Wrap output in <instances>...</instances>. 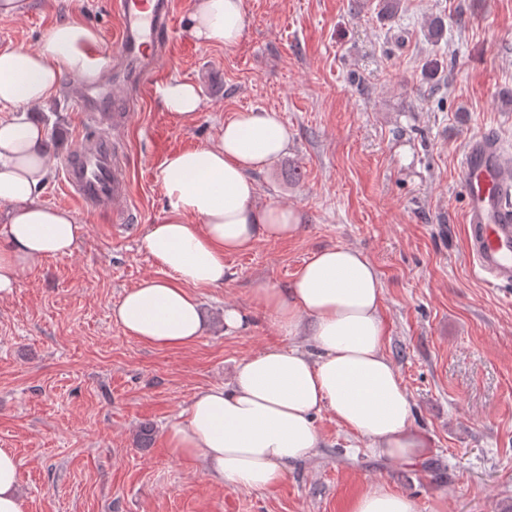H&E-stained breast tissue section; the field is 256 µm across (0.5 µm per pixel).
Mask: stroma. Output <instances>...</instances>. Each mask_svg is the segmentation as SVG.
I'll list each match as a JSON object with an SVG mask.
<instances>
[{"label":"stroma","instance_id":"35a3bbf8","mask_svg":"<svg viewBox=\"0 0 512 512\" xmlns=\"http://www.w3.org/2000/svg\"><path fill=\"white\" fill-rule=\"evenodd\" d=\"M194 0H173L174 34L154 82L130 88L116 131L131 215L83 210L61 160L93 133L73 109L74 78L37 110L53 146L41 196L75 214L72 255L24 269L0 298V448L20 466L28 512H346L375 484L415 499L419 512H512V288L472 270L459 161L468 136L490 131L512 151V0H244L232 47L184 32ZM78 18L112 55L123 25L114 0H31L0 17V48H35ZM196 85L197 117L163 109L158 88ZM271 110L288 149L255 173L260 202L296 209L299 235L259 241L224 259V285L199 288L206 327L183 348L127 336L112 317L126 289L164 272L143 249L166 215L158 171L171 153L211 143L225 120ZM360 250L384 285V345L431 442L408 464L380 455L329 412L315 455L286 480L249 491L212 480L170 455L165 430L193 394L231 379L270 345H296L251 290L283 287L316 251ZM251 323L224 327V309Z\"/></svg>","mask_w":512,"mask_h":512}]
</instances>
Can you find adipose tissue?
<instances>
[{
  "label": "adipose tissue",
  "mask_w": 512,
  "mask_h": 512,
  "mask_svg": "<svg viewBox=\"0 0 512 512\" xmlns=\"http://www.w3.org/2000/svg\"><path fill=\"white\" fill-rule=\"evenodd\" d=\"M244 25L243 0H195L185 33L230 47ZM108 65L95 30L76 20L55 24L35 49L0 50V109L15 110L0 118V298L14 292L25 268L71 254L84 230L71 211L39 200L51 167L48 135L26 112L49 100L63 75L90 84ZM287 146L275 113L250 110L225 121L212 143L164 159L166 215L149 226L142 246L166 275L141 280L113 307L126 335L158 347L196 342L203 317L194 288L223 286L226 256L300 232V213L259 203L253 179ZM383 299L375 266L343 245L315 253L286 287L257 284L253 304L285 335L306 337L309 348L268 347L241 361L227 384L197 391L164 433L171 454L199 462L218 483L267 490L285 481L289 464L314 454L315 417L326 410L382 455L425 457L429 443L384 351ZM19 482L15 454L0 448V512H27ZM348 512L418 506L379 485L355 496Z\"/></svg>",
  "instance_id": "obj_1"
}]
</instances>
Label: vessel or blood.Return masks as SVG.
<instances>
[{"label":"vessel or blood","instance_id":"1","mask_svg":"<svg viewBox=\"0 0 512 512\" xmlns=\"http://www.w3.org/2000/svg\"><path fill=\"white\" fill-rule=\"evenodd\" d=\"M124 18L116 50L139 80L153 79L160 68L159 46L173 32L170 0H115ZM112 93L84 92L73 103L78 111L97 115L99 131L83 140L64 160L68 189L75 201L91 212L108 211L116 224L127 223L128 212L118 209L129 194L126 173L118 161V145L109 127L122 120ZM459 175L466 196V247L476 274L492 286H512V161L497 138L480 134L465 146Z\"/></svg>","mask_w":512,"mask_h":512}]
</instances>
